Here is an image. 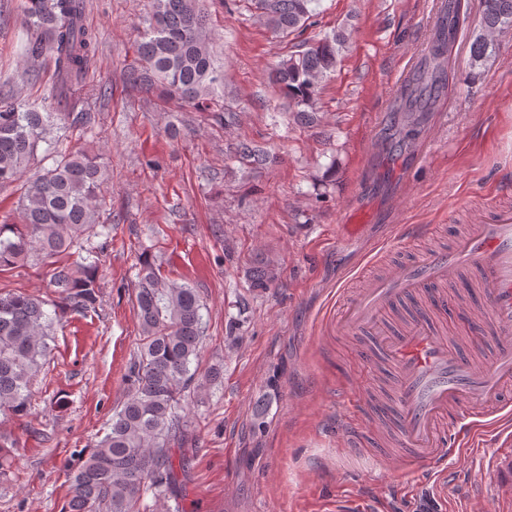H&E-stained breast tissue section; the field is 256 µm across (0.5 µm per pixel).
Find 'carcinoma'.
Segmentation results:
<instances>
[{"label":"carcinoma","mask_w":512,"mask_h":512,"mask_svg":"<svg viewBox=\"0 0 512 512\" xmlns=\"http://www.w3.org/2000/svg\"><path fill=\"white\" fill-rule=\"evenodd\" d=\"M318 0H243L275 33L302 32L317 16ZM480 26L470 46L471 78L496 61L494 35L512 29V0H480ZM428 54L404 85L394 112H430L445 77V65L459 28L460 4L446 0ZM86 0H24L27 39L24 60H51L59 93L83 82L97 51L96 35L83 23ZM349 33L338 28L304 40L270 78L302 124L318 121L314 102L324 79L336 72ZM143 62L127 76L131 87L158 86L181 105L210 108L220 83L208 47V17L199 0H152L151 15L137 47ZM95 115L70 103L61 112L0 106V185L27 172L30 160L50 134L83 130ZM52 164L28 181L21 200L22 223L0 224V271L37 254L68 253L98 222L105 198L103 168L86 149H46ZM50 285L58 305L76 314L96 311L100 302L98 257L92 252L53 269ZM140 343L129 370L126 401L112 414L110 431L78 459L60 512H149L142 492L169 499L182 487L170 443L188 434L180 400L219 377L199 371L205 333L204 303L194 286L165 280L154 261L139 262L135 294ZM45 301L22 292L0 293V414L27 412L35 377L50 353L55 319Z\"/></svg>","instance_id":"1"}]
</instances>
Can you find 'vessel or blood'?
Instances as JSON below:
<instances>
[{
  "label": "vessel or blood",
  "mask_w": 512,
  "mask_h": 512,
  "mask_svg": "<svg viewBox=\"0 0 512 512\" xmlns=\"http://www.w3.org/2000/svg\"><path fill=\"white\" fill-rule=\"evenodd\" d=\"M472 267L485 283L482 303L496 338L479 369L445 341L435 321L450 304L440 286ZM402 301L421 311L394 330L386 314ZM335 325L369 336L365 359L381 357L393 366L395 399L378 403L377 414L397 424L410 465L423 469L477 450L482 438L512 421V209L470 225L449 247L386 268L364 288L338 291Z\"/></svg>",
  "instance_id": "vessel-or-blood-1"
}]
</instances>
